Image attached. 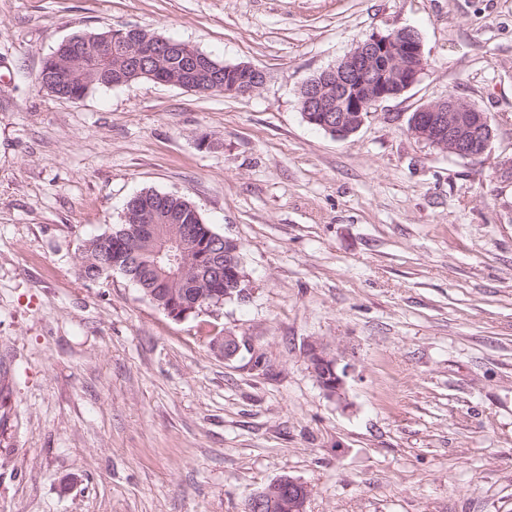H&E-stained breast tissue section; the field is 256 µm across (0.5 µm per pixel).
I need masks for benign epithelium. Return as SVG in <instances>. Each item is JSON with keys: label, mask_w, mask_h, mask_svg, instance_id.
Instances as JSON below:
<instances>
[{"label": "benign epithelium", "mask_w": 512, "mask_h": 512, "mask_svg": "<svg viewBox=\"0 0 512 512\" xmlns=\"http://www.w3.org/2000/svg\"><path fill=\"white\" fill-rule=\"evenodd\" d=\"M124 47L122 61L130 67L154 63L181 45L168 40L143 36L136 27L112 30V39L94 45L92 54L112 61V46ZM426 65L423 46L416 31L404 27L386 34L376 33L357 42L336 66L323 70L308 79L300 89L301 112L310 124L323 127L336 135L358 131L365 117L378 103L397 97L414 87ZM212 63L200 56L193 67V77L181 81L164 80L181 88L201 92L203 83L212 76ZM236 70L243 74L229 93L246 96L265 83V73L250 65L241 64ZM408 133L450 155L468 158L483 156L493 139V129L486 113L460 98H442L421 105L410 118ZM196 266L205 273L213 287L224 288V297H247L251 285L244 280L236 265L221 264L219 256L199 250ZM213 349L226 360L235 358L252 347L233 334L219 337ZM310 368L322 391L329 397H341L351 364H341V357L331 353L321 343L312 342L307 349ZM310 490L301 481L288 478V485L273 482L253 499L270 512H305Z\"/></svg>", "instance_id": "1"}]
</instances>
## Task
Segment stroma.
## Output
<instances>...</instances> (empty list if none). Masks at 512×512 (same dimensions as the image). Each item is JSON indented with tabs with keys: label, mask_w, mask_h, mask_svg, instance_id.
<instances>
[{
	"label": "stroma",
	"mask_w": 512,
	"mask_h": 512,
	"mask_svg": "<svg viewBox=\"0 0 512 512\" xmlns=\"http://www.w3.org/2000/svg\"><path fill=\"white\" fill-rule=\"evenodd\" d=\"M127 26L266 81L40 88L61 41ZM401 27L419 83L348 137L310 125L301 85ZM451 93L490 118L481 158L408 133ZM509 159L512 0H0V512H243L283 477L306 512H512ZM148 189L239 244L248 299L176 320L79 277ZM216 327L253 352L218 356ZM314 341L351 364L343 398ZM310 368L322 391L330 397L341 398L346 385V379L352 369L347 363L340 367L341 357L328 351L318 342H312L307 349Z\"/></svg>",
	"instance_id": "1"
}]
</instances>
